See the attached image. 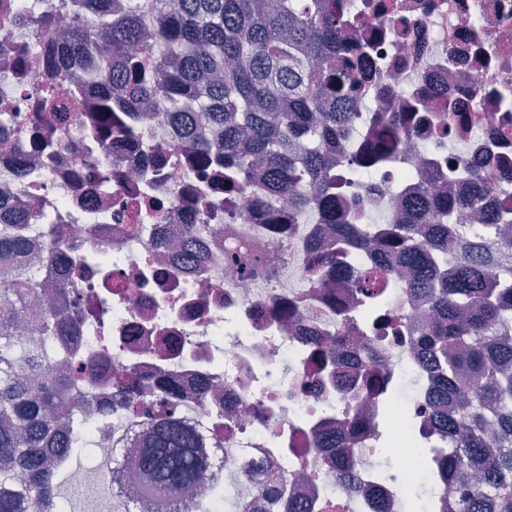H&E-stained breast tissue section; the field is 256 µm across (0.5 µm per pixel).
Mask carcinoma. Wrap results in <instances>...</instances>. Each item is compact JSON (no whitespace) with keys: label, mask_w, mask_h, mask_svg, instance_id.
<instances>
[{"label":"carcinoma","mask_w":512,"mask_h":512,"mask_svg":"<svg viewBox=\"0 0 512 512\" xmlns=\"http://www.w3.org/2000/svg\"><path fill=\"white\" fill-rule=\"evenodd\" d=\"M92 20L80 16L62 56L73 51L88 61L106 55L121 60L109 86L97 96L105 136L136 139L132 125L112 126V91H124L122 110L138 111L165 78L163 102L181 128L185 147L210 161L213 144L202 124L224 129V170L240 175L255 157L265 163L270 210L284 201L296 218L311 202L328 215V237L312 247V268L334 279L336 266L348 274L347 297L364 301L358 319L367 325L382 313V291L404 287L420 296L430 314L416 329L414 344L427 351L440 380L432 410L438 445L433 464L439 479L457 488L445 512H512V238L504 237L479 257L470 256V236H490L497 221L453 226L459 212L483 213L493 186L477 181L468 197L438 195L444 178L436 167L421 175V197L400 215L382 244L391 257L411 262L416 271L402 285L389 261L358 268L347 264L366 245L371 228L336 216L333 168L327 141L353 124L349 101L359 85L354 59L342 46L341 16L353 0H128L124 13H112L109 0H87ZM211 75L205 92L200 79ZM407 118L382 113L369 139L375 143L356 176L376 179L383 163L397 156L409 137ZM18 202H0V261H20L0 269V512H53L59 490H71L63 472L73 457L55 448L90 444L84 416L91 414L77 350H35L20 342L14 316L36 300L30 318L43 336H63L82 316L67 312L61 297L73 290L62 282L56 293H38L54 273L56 252L64 245L59 225H48L50 243L31 255L21 224H39ZM226 261L254 274L275 272L273 260L249 249L228 253ZM112 389L133 415L152 411L134 449L133 480L139 512H152L155 494L184 512L181 492L200 483L209 467L199 434L179 416L185 403L203 405L206 393L188 396L165 377L116 375ZM340 472L359 460L351 444L337 445ZM26 483L6 490L16 469ZM288 489L265 491L251 512H279Z\"/></svg>","instance_id":"cac0c4a2"}]
</instances>
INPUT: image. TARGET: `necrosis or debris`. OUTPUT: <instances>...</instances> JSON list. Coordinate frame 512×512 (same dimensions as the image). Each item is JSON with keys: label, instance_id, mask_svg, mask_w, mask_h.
<instances>
[{"label": "necrosis or debris", "instance_id": "4bbe7bcc", "mask_svg": "<svg viewBox=\"0 0 512 512\" xmlns=\"http://www.w3.org/2000/svg\"><path fill=\"white\" fill-rule=\"evenodd\" d=\"M15 13L0 15V112L10 113L0 134V201H18L50 223L63 225L59 275L74 286V308L93 314L73 340L79 361L92 370L95 419L121 425L117 464L130 460L141 421L129 416L112 391L121 371L164 374L189 393L210 392L205 409L182 416L200 432L216 463L183 500L192 504L214 487L233 484L239 507L261 488L303 484L310 512H404L412 486L437 504L453 496L432 467L435 437L426 436L438 379L418 358L411 329L419 304L403 288L384 294L390 325L382 341L381 392L362 381L371 372L359 354L373 338L359 321L344 322L324 301L309 267L319 237L321 211L310 206L303 221L276 229L264 218L260 170L246 174L249 193L210 183L181 145V131L159 98L141 102L138 139H102L90 127L55 118L58 147L31 158L30 127L39 122L45 91L57 87L94 94L107 83L110 61L85 79V59L70 55L62 69L47 70L44 51L57 35L71 33L82 0H14ZM362 17L353 41L370 40L365 86L354 109V130L340 132L327 150L336 159V184L347 219L373 232L360 252L372 264L378 241L414 195L401 171L430 162L447 172L446 188L467 195L471 173L494 183L488 213L512 224V0H358ZM49 16L54 39L41 35ZM40 54L17 58L22 44ZM426 101V127L415 130L399 160L387 163L375 185L357 181L348 147L367 132L378 112H411ZM112 170L97 184L100 165ZM215 200L213 234L193 240L194 260L167 256L183 225L201 223L195 202ZM258 246L280 257V273L264 278L227 265L224 254ZM301 309L285 323L275 316L284 301ZM346 336L342 357L330 368L311 363L313 338ZM421 434L411 461L391 445L392 465H373L384 426ZM322 439L354 442L360 459L349 480L337 475L334 449Z\"/></svg>", "mask_w": 512, "mask_h": 512}]
</instances>
